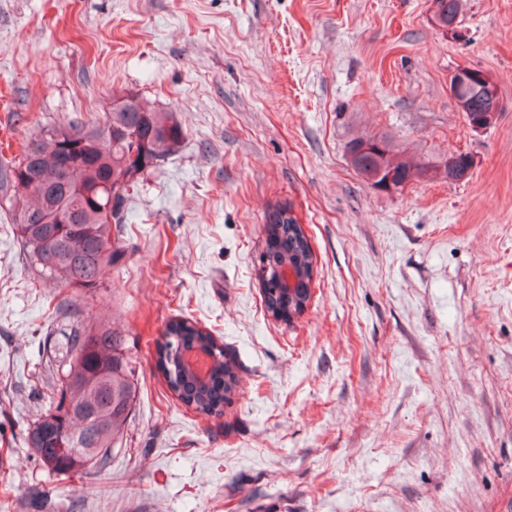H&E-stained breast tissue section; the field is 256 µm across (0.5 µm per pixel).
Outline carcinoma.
I'll list each match as a JSON object with an SVG mask.
<instances>
[{"instance_id": "cac0c4a2", "label": "carcinoma", "mask_w": 512, "mask_h": 512, "mask_svg": "<svg viewBox=\"0 0 512 512\" xmlns=\"http://www.w3.org/2000/svg\"><path fill=\"white\" fill-rule=\"evenodd\" d=\"M460 98L467 105L465 115L485 116L487 90L470 86ZM48 135L50 148H41L40 155L26 153L17 162H0V199L15 204L17 236L41 277L70 288H94L104 268L123 255L112 227L122 223L129 191L176 151L185 131L176 113L160 112L128 96L121 110L105 113L102 122L76 118L50 128ZM77 137L84 145L72 156L82 193L56 168L57 154ZM392 151V144L379 135L344 145L348 163L374 188L389 175L401 183L439 170L443 179L460 181L472 168L471 155L464 151L457 152L452 170L442 168L443 157L418 165L394 163ZM114 186L121 191L115 215L108 193ZM264 217L267 247L259 273L271 282L265 309L287 320L301 307L303 292L281 294L277 275L287 264L297 276L309 275L313 253L297 218L276 206L267 208ZM65 339L68 355L57 364L59 399L26 434L35 456L58 474L90 471L121 445L137 394L122 332L100 322L77 326ZM195 348L209 351L203 383L182 365L183 353ZM157 357L169 387L185 405L208 416L223 414L224 402L237 390L238 373L210 333L188 319H173L157 344Z\"/></svg>"}]
</instances>
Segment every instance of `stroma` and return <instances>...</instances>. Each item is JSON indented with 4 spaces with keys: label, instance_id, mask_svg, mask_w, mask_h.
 I'll return each instance as SVG.
<instances>
[{
    "label": "stroma",
    "instance_id": "35a3bbf8",
    "mask_svg": "<svg viewBox=\"0 0 512 512\" xmlns=\"http://www.w3.org/2000/svg\"><path fill=\"white\" fill-rule=\"evenodd\" d=\"M0 0V155L132 93L186 138L134 191L98 287L41 279L0 204V512H512V0ZM487 73L468 126L448 87ZM413 163L471 153L458 182L374 189L344 144ZM315 261L305 313L267 316L268 205ZM224 343L223 416L157 365L174 317ZM108 321L138 380L120 448L49 472L27 447L53 407L68 325ZM466 78L478 81L481 83V85H484L487 90L490 91L491 96V105L489 107V94L487 90L477 87H467L465 88L461 95H458L461 98V106L463 109H465V105L462 99H465V103L467 105L465 114V120H468V116H472L474 118H481L485 116L486 110L487 112H490L487 114L486 120H481L478 122H474L471 127L476 130L485 129L489 124L493 122V119L496 117V114L499 109L498 104V98L496 101V98L494 97L493 91V85L494 83L490 78H488L485 73L473 71V70H466V69H460L457 70L450 79V91L457 95V88L458 85L462 80H465ZM468 125H470V121L468 120Z\"/></svg>",
    "mask_w": 512,
    "mask_h": 512
}]
</instances>
